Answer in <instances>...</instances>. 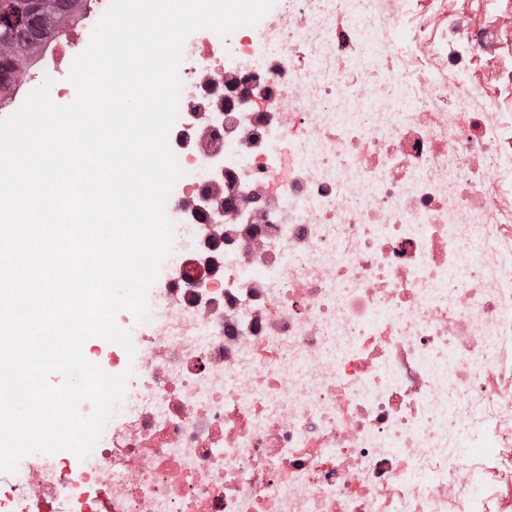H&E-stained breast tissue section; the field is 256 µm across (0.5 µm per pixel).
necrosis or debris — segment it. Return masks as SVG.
<instances>
[{
  "label": "necrosis or debris",
  "instance_id": "necrosis-or-debris-1",
  "mask_svg": "<svg viewBox=\"0 0 512 512\" xmlns=\"http://www.w3.org/2000/svg\"><path fill=\"white\" fill-rule=\"evenodd\" d=\"M76 0L0 90L74 59ZM177 234L93 450L0 512H512V0H277L185 41Z\"/></svg>",
  "mask_w": 512,
  "mask_h": 512
}]
</instances>
